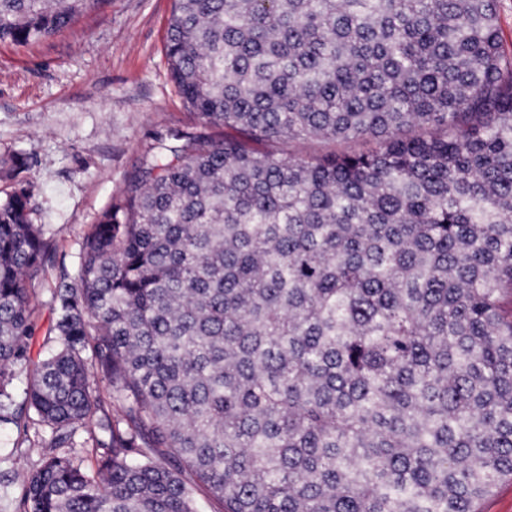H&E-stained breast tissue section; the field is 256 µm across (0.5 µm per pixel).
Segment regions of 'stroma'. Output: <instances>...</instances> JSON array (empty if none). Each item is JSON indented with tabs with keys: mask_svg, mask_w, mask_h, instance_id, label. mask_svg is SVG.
Masks as SVG:
<instances>
[{
	"mask_svg": "<svg viewBox=\"0 0 512 512\" xmlns=\"http://www.w3.org/2000/svg\"><path fill=\"white\" fill-rule=\"evenodd\" d=\"M173 0H103L70 28L28 45L0 43V160L23 157L0 173V203L33 189L32 223L42 225L51 256L31 283L33 334L16 365L24 391L45 352L55 319L54 290L75 275L85 233L98 223L140 166L155 137L191 129V109L165 57ZM54 435L29 424L20 435L0 426V512H14L22 477Z\"/></svg>",
	"mask_w": 512,
	"mask_h": 512,
	"instance_id": "1",
	"label": "stroma"
}]
</instances>
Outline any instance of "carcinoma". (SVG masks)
Listing matches in <instances>:
<instances>
[{
  "instance_id": "1",
  "label": "carcinoma",
  "mask_w": 512,
  "mask_h": 512,
  "mask_svg": "<svg viewBox=\"0 0 512 512\" xmlns=\"http://www.w3.org/2000/svg\"><path fill=\"white\" fill-rule=\"evenodd\" d=\"M100 2L0 0V43ZM165 53L193 120L231 134L159 139L85 235L26 389L55 447L16 512H196L197 487L222 512H478L512 478L496 0H174ZM294 140L379 148L274 149ZM31 200L0 204V424L17 426L49 259ZM92 426L98 480L56 452Z\"/></svg>"
}]
</instances>
